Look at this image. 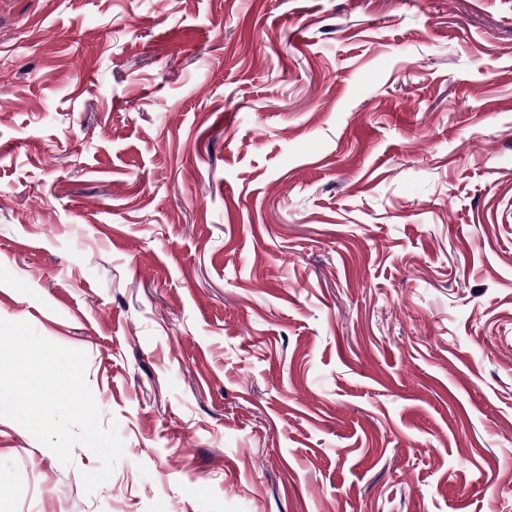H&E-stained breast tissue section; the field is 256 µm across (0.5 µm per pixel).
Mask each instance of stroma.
<instances>
[{"label":"stroma","instance_id":"35a3bbf8","mask_svg":"<svg viewBox=\"0 0 512 512\" xmlns=\"http://www.w3.org/2000/svg\"><path fill=\"white\" fill-rule=\"evenodd\" d=\"M0 318V512H512V0H0Z\"/></svg>","mask_w":512,"mask_h":512}]
</instances>
